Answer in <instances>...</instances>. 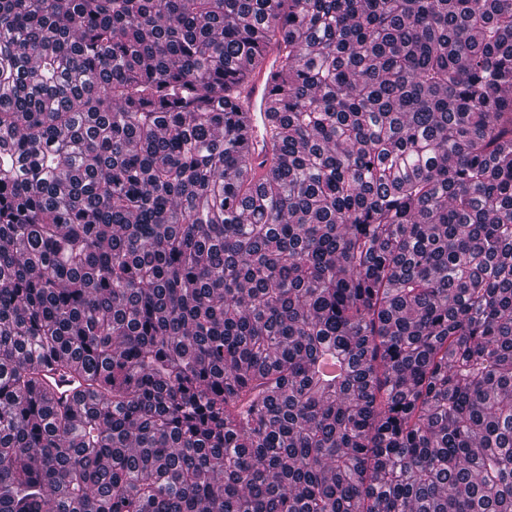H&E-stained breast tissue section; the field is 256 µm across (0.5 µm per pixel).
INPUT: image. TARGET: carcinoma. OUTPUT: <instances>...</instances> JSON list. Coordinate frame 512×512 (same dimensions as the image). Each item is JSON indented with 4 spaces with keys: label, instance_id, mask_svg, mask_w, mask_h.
I'll return each instance as SVG.
<instances>
[{
    "label": "carcinoma",
    "instance_id": "cac0c4a2",
    "mask_svg": "<svg viewBox=\"0 0 512 512\" xmlns=\"http://www.w3.org/2000/svg\"><path fill=\"white\" fill-rule=\"evenodd\" d=\"M0 512H512V0H0ZM277 66L276 52L272 50L268 54L266 66L241 89L237 103L247 118L250 154L255 166L263 160L268 161L271 155L270 140L265 138L263 141L260 131L267 122L266 113L275 96L274 73Z\"/></svg>",
    "mask_w": 512,
    "mask_h": 512
}]
</instances>
